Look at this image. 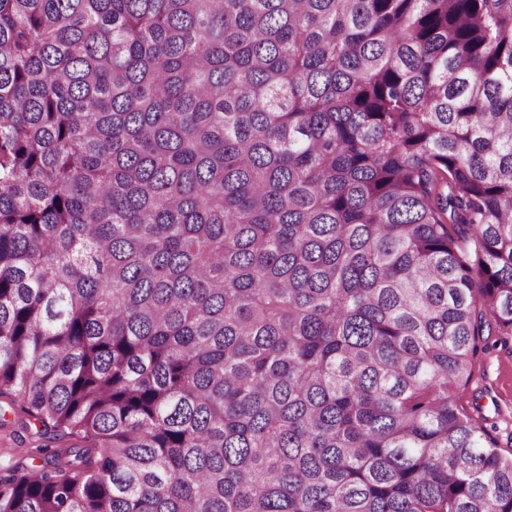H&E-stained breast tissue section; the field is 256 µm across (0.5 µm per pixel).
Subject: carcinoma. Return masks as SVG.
I'll list each match as a JSON object with an SVG mask.
<instances>
[{
	"mask_svg": "<svg viewBox=\"0 0 512 512\" xmlns=\"http://www.w3.org/2000/svg\"><path fill=\"white\" fill-rule=\"evenodd\" d=\"M485 332L512 0H0V512H512ZM44 433L39 436L37 432ZM86 445L79 437L71 436L63 440L55 439L53 432L45 430L36 420L27 416L17 402L1 398L0 413V463L2 465H20L32 468L41 464L44 454L38 448H47L48 452H60L66 458L65 449Z\"/></svg>",
	"mask_w": 512,
	"mask_h": 512,
	"instance_id": "1",
	"label": "carcinoma"
}]
</instances>
